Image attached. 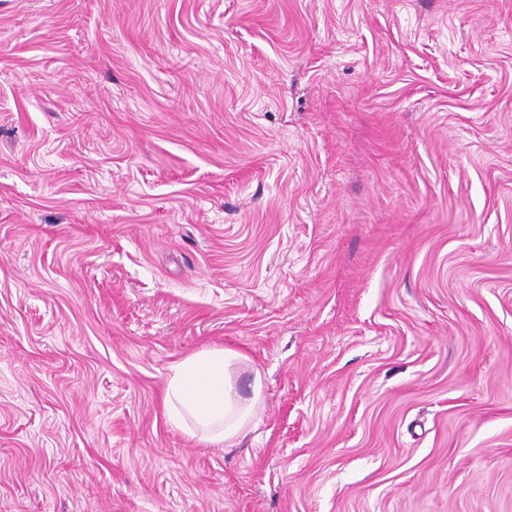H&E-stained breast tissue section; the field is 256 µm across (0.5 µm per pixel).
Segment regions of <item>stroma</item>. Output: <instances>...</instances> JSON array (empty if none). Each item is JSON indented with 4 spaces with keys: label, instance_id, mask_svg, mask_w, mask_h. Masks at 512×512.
Masks as SVG:
<instances>
[{
    "label": "stroma",
    "instance_id": "35a3bbf8",
    "mask_svg": "<svg viewBox=\"0 0 512 512\" xmlns=\"http://www.w3.org/2000/svg\"><path fill=\"white\" fill-rule=\"evenodd\" d=\"M0 512H512V0H0ZM248 358L230 348H208L170 368L164 396L168 420L192 436L229 445L244 434L262 396L260 371L254 374L251 396L239 386L235 366Z\"/></svg>",
    "mask_w": 512,
    "mask_h": 512
}]
</instances>
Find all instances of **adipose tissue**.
I'll list each match as a JSON object with an SVG mask.
<instances>
[{"mask_svg":"<svg viewBox=\"0 0 512 512\" xmlns=\"http://www.w3.org/2000/svg\"><path fill=\"white\" fill-rule=\"evenodd\" d=\"M244 354L208 348L170 368L164 396L168 420L190 435L214 444H231L248 428L262 396V379L254 377L243 394L235 372Z\"/></svg>","mask_w":512,"mask_h":512,"instance_id":"adipose-tissue-1","label":"adipose tissue"}]
</instances>
